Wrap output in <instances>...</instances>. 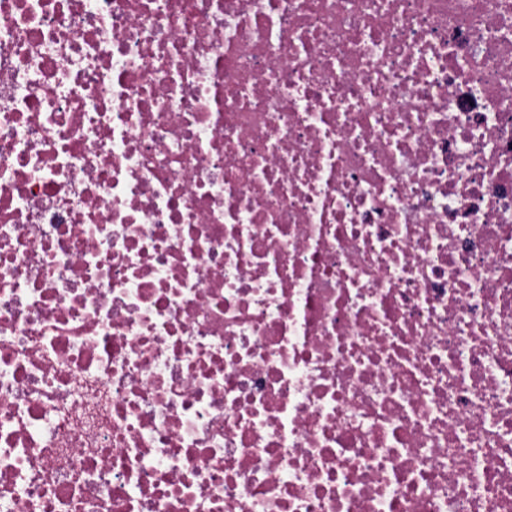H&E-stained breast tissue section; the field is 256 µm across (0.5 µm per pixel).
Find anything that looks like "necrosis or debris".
<instances>
[{
	"label": "necrosis or debris",
	"instance_id": "1",
	"mask_svg": "<svg viewBox=\"0 0 512 512\" xmlns=\"http://www.w3.org/2000/svg\"><path fill=\"white\" fill-rule=\"evenodd\" d=\"M0 512H512V0H0Z\"/></svg>",
	"mask_w": 512,
	"mask_h": 512
}]
</instances>
